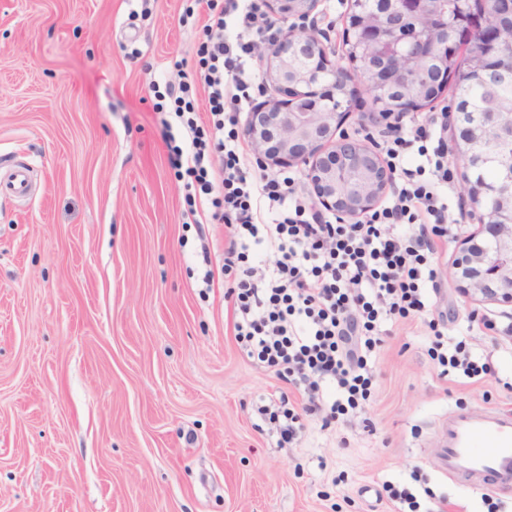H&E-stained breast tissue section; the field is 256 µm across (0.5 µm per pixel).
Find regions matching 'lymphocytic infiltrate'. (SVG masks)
Segmentation results:
<instances>
[{"label": "lymphocytic infiltrate", "instance_id": "1", "mask_svg": "<svg viewBox=\"0 0 512 512\" xmlns=\"http://www.w3.org/2000/svg\"><path fill=\"white\" fill-rule=\"evenodd\" d=\"M199 67L178 85L176 134L168 135L174 161H185L191 223L228 224L224 277L237 319L235 340L258 364L302 396L300 409L260 414L276 425L280 444L295 440L303 417L330 426L362 408L371 396L369 356L381 343L382 323L424 320L433 339L428 353L442 375L469 378L492 369L473 328L492 333L512 354V322L498 325L470 313L457 335L446 314H434L441 288L437 243L453 233L448 221V119L433 117L384 141L399 182L386 204L353 224L318 211L294 177L275 171L250 175L249 153L236 129L259 86L261 53L278 33L260 0H206ZM207 94L208 124L199 126L183 98L191 84Z\"/></svg>", "mask_w": 512, "mask_h": 512}]
</instances>
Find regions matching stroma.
Segmentation results:
<instances>
[{
	"label": "stroma",
	"instance_id": "1",
	"mask_svg": "<svg viewBox=\"0 0 512 512\" xmlns=\"http://www.w3.org/2000/svg\"><path fill=\"white\" fill-rule=\"evenodd\" d=\"M185 0H0V174L31 167L26 198L0 193V512H512V489L465 487L435 467L448 409L512 410V358L495 376H441L422 321L389 324L368 361L364 412L279 436L257 405L297 393L234 338L224 222L185 223L159 93L198 65L208 9ZM350 0H321L316 28L345 63ZM359 93L343 129L387 137ZM450 269L477 228L452 163ZM210 264H203V257ZM212 284H204L205 271ZM438 310L504 307L446 279Z\"/></svg>",
	"mask_w": 512,
	"mask_h": 512
}]
</instances>
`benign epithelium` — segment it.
<instances>
[{"label": "benign epithelium", "mask_w": 512, "mask_h": 512, "mask_svg": "<svg viewBox=\"0 0 512 512\" xmlns=\"http://www.w3.org/2000/svg\"><path fill=\"white\" fill-rule=\"evenodd\" d=\"M320 0H267L269 9L284 20L305 21L315 12ZM398 7L385 22L374 15L360 20L355 28H363L362 41L353 42L354 53L371 65L353 60L344 67L332 62L321 39L305 37L292 26L263 54L268 74L284 93L283 99H267L249 112L245 135L263 165L290 167L302 165L317 202L341 217L355 219L373 210L393 183V171L369 146L341 132L352 114V89L359 80L369 96L376 95L385 80L411 87L399 112H375V123L389 132L401 127L405 114L426 106L421 89L425 80V64H444L433 58L439 46L448 45V15L440 11L437 0H397ZM507 61L491 76L494 83L512 81V46L505 49ZM307 58L317 65L308 76H298L291 63ZM380 67L387 74L382 79L373 71ZM331 88H340L339 107L327 105L314 112H295L293 108L316 92L321 78ZM496 103L487 101L488 111L481 113L482 139H512V113L495 111ZM472 114L454 108L448 111L452 132V152L474 173L490 159L501 170V179L491 187H475L467 181L466 192L472 203L482 197L495 196L494 211L482 209L477 215V231L460 243L450 275L459 291L468 299L480 298L512 305V154L491 156L477 151L459 136L470 128Z\"/></svg>", "instance_id": "obj_1"}]
</instances>
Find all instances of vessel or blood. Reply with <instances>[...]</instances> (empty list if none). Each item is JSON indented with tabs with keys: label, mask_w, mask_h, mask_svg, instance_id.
<instances>
[{
	"label": "vessel or blood",
	"mask_w": 512,
	"mask_h": 512,
	"mask_svg": "<svg viewBox=\"0 0 512 512\" xmlns=\"http://www.w3.org/2000/svg\"><path fill=\"white\" fill-rule=\"evenodd\" d=\"M438 468L454 482L512 487V413L472 409L449 415L439 429Z\"/></svg>",
	"instance_id": "1"
}]
</instances>
